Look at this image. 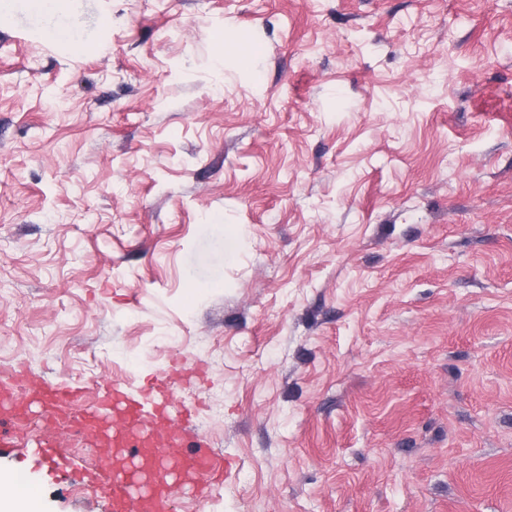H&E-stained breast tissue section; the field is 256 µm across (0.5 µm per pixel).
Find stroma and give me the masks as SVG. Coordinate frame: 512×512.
<instances>
[{
	"label": "stroma",
	"mask_w": 512,
	"mask_h": 512,
	"mask_svg": "<svg viewBox=\"0 0 512 512\" xmlns=\"http://www.w3.org/2000/svg\"><path fill=\"white\" fill-rule=\"evenodd\" d=\"M0 15V364L137 387L231 467L191 512H512V0ZM91 460L0 462L42 512ZM30 7L41 13L46 18V27L44 35L48 40H67L73 44L78 51L85 50L87 47L79 41L69 39V33L64 24L57 18L61 9L62 0H27Z\"/></svg>",
	"instance_id": "obj_1"
}]
</instances>
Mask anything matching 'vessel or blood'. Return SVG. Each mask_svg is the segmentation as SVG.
I'll use <instances>...</instances> for the list:
<instances>
[{
  "label": "vessel or blood",
  "instance_id": "vessel-or-blood-1",
  "mask_svg": "<svg viewBox=\"0 0 512 512\" xmlns=\"http://www.w3.org/2000/svg\"><path fill=\"white\" fill-rule=\"evenodd\" d=\"M185 373L177 360L140 391L118 379L103 391L36 379L14 367L0 380V461L35 442L48 469L64 468L69 449L57 437L68 424L93 451L81 480L108 512H176L225 468L223 455L195 431L190 412L174 410Z\"/></svg>",
  "mask_w": 512,
  "mask_h": 512
}]
</instances>
